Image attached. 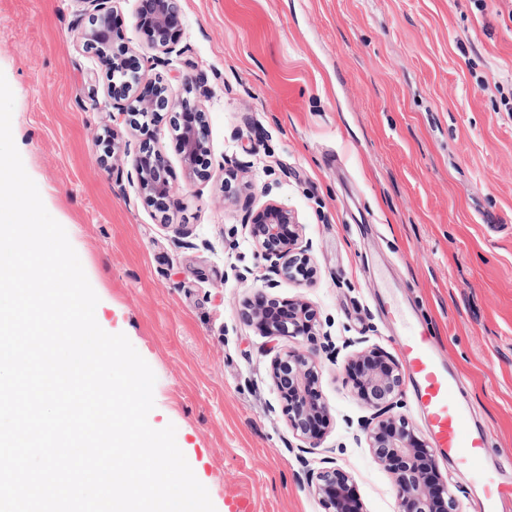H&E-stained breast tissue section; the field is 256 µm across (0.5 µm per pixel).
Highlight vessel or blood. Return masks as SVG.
<instances>
[{"label": "vessel or blood", "instance_id": "obj_1", "mask_svg": "<svg viewBox=\"0 0 512 512\" xmlns=\"http://www.w3.org/2000/svg\"><path fill=\"white\" fill-rule=\"evenodd\" d=\"M397 345L435 453L470 474L480 512H505L512 505V480L489 465V436L460 401L457 374L440 358L433 337L414 325H407Z\"/></svg>", "mask_w": 512, "mask_h": 512}]
</instances>
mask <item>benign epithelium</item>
<instances>
[{"label":"benign epithelium","mask_w":512,"mask_h":512,"mask_svg":"<svg viewBox=\"0 0 512 512\" xmlns=\"http://www.w3.org/2000/svg\"><path fill=\"white\" fill-rule=\"evenodd\" d=\"M83 2L90 4L92 13L89 24L77 23L79 39L85 51L95 54L108 70L109 96L116 101L134 99V112L156 117L162 111L169 114L183 167L200 178L209 177L211 145L201 128L200 119L205 117L201 103L190 98L194 87H187L186 96L172 102L166 86L156 81L142 83L136 56L129 54L122 35L113 27L109 0ZM135 21L144 49L164 54L175 51L182 31L178 0H138ZM132 165L140 190L168 216L177 204V186L166 157L143 143L135 150ZM249 188L233 172L224 180L227 198ZM245 228L271 271L293 281L313 277L311 256L300 245L302 225L294 212L268 202L248 214ZM243 315L267 337L309 339L316 332L317 311L302 299L284 302L259 293L244 303ZM345 371L346 383L373 410L363 426L366 442L375 460L392 475L398 512H457L435 455L404 417L392 414L402 392V365L388 353L371 348L351 359ZM272 379L285 404L289 426L309 447H318L330 424V412L318 387L314 355L290 350L275 357ZM351 483V475L340 468L317 472L314 492L325 512H365L352 494Z\"/></svg>","instance_id":"benign-epithelium-1"}]
</instances>
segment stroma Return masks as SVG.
<instances>
[{
  "label": "stroma",
  "mask_w": 512,
  "mask_h": 512,
  "mask_svg": "<svg viewBox=\"0 0 512 512\" xmlns=\"http://www.w3.org/2000/svg\"><path fill=\"white\" fill-rule=\"evenodd\" d=\"M173 53L141 61L173 96L201 78L211 176H189L168 121L133 129L127 102L75 30L83 0H0V72L12 133L48 212L99 297L156 375L153 428L176 441L216 512H325L308 469L331 461L366 512H397L391 475L344 382L358 351L398 355L411 321L435 336L492 462L512 472V0H179ZM167 158L170 223L121 144ZM254 194L224 198V164ZM293 211L317 268L268 271L247 209ZM302 298L313 340L269 338L242 316L256 291ZM316 355L333 423L302 448L270 376Z\"/></svg>",
  "instance_id": "35a3bbf8"
}]
</instances>
